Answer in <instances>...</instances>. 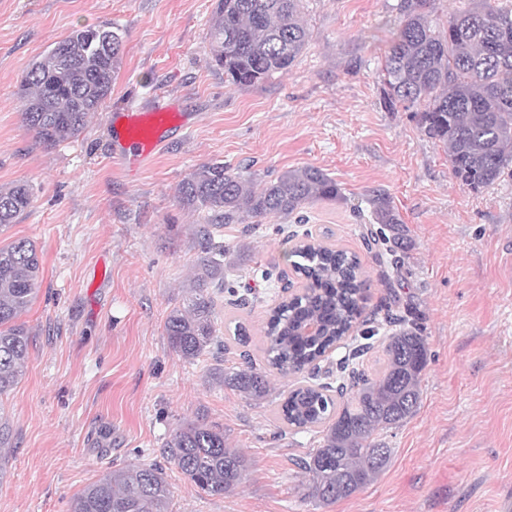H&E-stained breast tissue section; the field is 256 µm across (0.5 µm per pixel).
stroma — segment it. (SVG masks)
<instances>
[{
  "mask_svg": "<svg viewBox=\"0 0 512 512\" xmlns=\"http://www.w3.org/2000/svg\"><path fill=\"white\" fill-rule=\"evenodd\" d=\"M216 0H0V187L24 184L32 202L0 228V245L32 242L38 289L21 316L32 330L19 384L0 397L11 446L0 461V512H69L72 496L131 464L161 467L171 512H500L512 497V175L474 193L451 175L442 144L409 112L388 111L378 61L399 0H303L309 43L292 67L253 86L225 82L208 55ZM122 37L112 93L82 133L47 150L22 121L27 69L72 31ZM165 89L187 121L149 167L113 166L110 121L148 110ZM221 162L270 181L323 170L344 198L307 206L304 222L271 216L227 247L252 253L232 271L243 305L214 298V341L188 361L169 345L170 311L187 304L204 257L203 210L179 188L200 165ZM385 191L408 246L386 252L357 212ZM330 231L355 253L367 282L369 322L399 318L423 330L429 360L413 416L381 432L387 465L351 497L307 495L299 462L319 434L289 428L276 405H257L224 384L225 364L250 354L264 368L261 327L284 286L301 292L287 257L298 234ZM251 330L233 339L236 322ZM367 374L383 364L380 339L352 332L320 362L335 382L354 349ZM222 430L249 461L241 485L203 493L166 458L176 428Z\"/></svg>",
  "mask_w": 512,
  "mask_h": 512,
  "instance_id": "obj_1",
  "label": "stroma"
}]
</instances>
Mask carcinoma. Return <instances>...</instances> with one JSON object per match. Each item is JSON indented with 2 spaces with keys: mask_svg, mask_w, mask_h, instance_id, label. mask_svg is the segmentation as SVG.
Returning a JSON list of instances; mask_svg holds the SVG:
<instances>
[{
  "mask_svg": "<svg viewBox=\"0 0 512 512\" xmlns=\"http://www.w3.org/2000/svg\"><path fill=\"white\" fill-rule=\"evenodd\" d=\"M445 27L431 18V0H400L392 38L382 63L383 104L413 112L424 135L444 145L453 178L478 192L494 184L512 164V7L496 0H468ZM302 0H217L208 33L211 60L227 82L250 86L286 72L308 45ZM122 38L112 30L72 32L24 75L19 88L23 122L46 149L77 137L91 113L111 93ZM187 206L205 210L221 224H242L252 232L269 215L298 216L317 201L344 199L335 179L315 167L289 170L269 182L244 176L220 162L196 168L179 189ZM31 204L24 185L0 189V228ZM377 240L395 253L407 247L404 224L390 197L367 198ZM219 224V225H221ZM203 227V260L190 302L171 312L166 334L183 358L201 356L214 341V295L224 290V268L236 265L249 244L236 252ZM295 245L294 272L303 292L278 303L262 327L265 354L282 375L317 369V362L361 318L366 280L357 255L335 249L306 233ZM36 247L27 240L0 246V397L19 383L28 358L30 329L19 321L29 308L40 276ZM213 291H208V288ZM384 367L370 377L352 367L341 371L336 395L330 387L299 385L278 405L280 418L297 430L320 429V445L301 462L309 475L308 496L333 503L368 485L384 467L389 449L382 431L416 411L426 338L404 321L383 340ZM224 384L256 404L272 400L275 387L252 360L228 368ZM342 400L337 407L335 399ZM165 452L201 491L222 496L237 488L248 460L229 448L224 432L199 424L173 431ZM170 489L163 470L152 464L114 470L74 495L70 512H169Z\"/></svg>",
  "mask_w": 512,
  "mask_h": 512,
  "instance_id": "carcinoma-1",
  "label": "carcinoma"
}]
</instances>
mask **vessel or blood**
I'll return each mask as SVG.
<instances>
[{
  "label": "vessel or blood",
  "mask_w": 512,
  "mask_h": 512,
  "mask_svg": "<svg viewBox=\"0 0 512 512\" xmlns=\"http://www.w3.org/2000/svg\"><path fill=\"white\" fill-rule=\"evenodd\" d=\"M174 106L162 91L153 95L149 112L134 109L112 117V158L123 165H147L171 132L168 116Z\"/></svg>",
  "instance_id": "obj_1"
}]
</instances>
